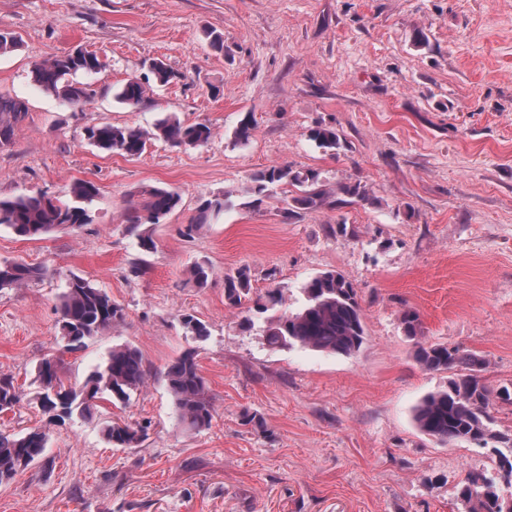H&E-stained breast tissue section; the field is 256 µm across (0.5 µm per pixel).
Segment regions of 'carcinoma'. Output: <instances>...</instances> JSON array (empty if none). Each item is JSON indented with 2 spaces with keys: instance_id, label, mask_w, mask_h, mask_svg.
Listing matches in <instances>:
<instances>
[{
  "instance_id": "obj_1",
  "label": "carcinoma",
  "mask_w": 512,
  "mask_h": 512,
  "mask_svg": "<svg viewBox=\"0 0 512 512\" xmlns=\"http://www.w3.org/2000/svg\"><path fill=\"white\" fill-rule=\"evenodd\" d=\"M106 64L93 52L75 50L58 55L34 68L35 81L44 89L71 104H84L90 98L88 87L69 77L77 73H98ZM149 71L153 82L168 84L174 77L167 65L156 60ZM146 98L145 85L137 80L127 81L116 93V99L131 107L140 106ZM28 112L26 102L18 98L0 97V146L8 145L14 126ZM212 129L206 123L186 124L175 115L158 120L151 132L139 128L100 125L88 129V139L98 148L128 157L139 156L152 139L173 146L197 147L208 143ZM310 139L318 147L334 149L339 145L336 130L317 125ZM291 185L296 195L287 201L288 213L299 210L335 208L368 200L361 183H340L334 189L323 184L320 173L313 169L294 170L286 165L271 166L251 176L248 189L249 207H257L275 188ZM98 195L91 181L74 183L68 198L61 200L44 194L19 196L0 200V226H5L25 239H32L65 230L78 229L91 222L86 204ZM181 203L178 192L150 187L142 191V202L132 210L127 223L136 233L140 248L146 253L157 250V242L147 224H159ZM234 205L232 193L206 199L198 206L197 215L186 226L191 232L201 224ZM44 276V270L18 261H0V290L21 288ZM251 291L248 269L241 268L224 275V300L238 307ZM304 305L294 312H275L283 295L269 291L256 300L257 312L273 311L266 318L264 340L268 347H301L331 355H350L357 352L365 340V325L357 290L342 273L325 271L312 277L303 288ZM59 325L65 347L74 350L124 320L123 308L112 301L102 289L88 279L74 275L59 296ZM401 324L407 336L416 338L422 332L417 312L401 313ZM416 362L427 371L456 370L448 386L425 395L413 409V420L419 431L441 442H467L482 448H492L496 457L492 474L471 473L458 489L457 498L464 512H512L507 497H512V433L493 428L490 407L494 400L512 404V392L503 388L490 390L479 377L482 361L468 349L455 345H418ZM165 377L178 421L195 430L207 428L213 419V405L208 387L200 374L193 353L186 352L166 368ZM147 370L141 353L129 345L112 347L107 364L92 372L79 390L65 387L57 372L40 363L37 370L39 391L36 400L42 411L53 419H64L77 412L92 414L94 401L107 395L112 402L125 404L130 394L142 387ZM20 402V391L10 377H0V412L14 408ZM109 444L115 448H131L144 438V429L112 422L103 429ZM48 441L45 432L32 429L19 434L0 432V483L14 479L27 469L44 451Z\"/></svg>"
}]
</instances>
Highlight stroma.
<instances>
[{"mask_svg":"<svg viewBox=\"0 0 512 512\" xmlns=\"http://www.w3.org/2000/svg\"><path fill=\"white\" fill-rule=\"evenodd\" d=\"M0 30L21 42L0 56V95L28 105L0 148V198H62L77 180L99 189L76 231L26 240L0 226V261L46 270L0 291V376L22 394L0 432L50 435L0 484V512H459V483L491 470L492 455L416 429L413 407L449 374L423 370L415 351L463 346L491 390L512 388V0H0ZM212 30L223 51L209 48ZM79 48L106 67L80 75L91 97L71 105L32 70ZM155 59L173 80L139 107L118 102L116 88L145 79ZM168 113L207 123L212 138L155 140L132 158L86 136L102 124L149 130ZM246 116L243 144L234 131ZM320 123L336 130V150L310 139ZM275 164L317 170L331 187L361 183L369 199L289 216L278 189L185 235L203 200L243 195ZM151 186L177 190L181 205L153 225L158 248L146 253L127 216ZM198 263L211 272L201 288L187 279ZM243 267L253 296L280 289L292 311L311 277L344 274L363 309L361 349L267 347L251 299L224 302L225 274ZM74 275L125 319L68 351L57 304ZM406 309L419 314V339L403 330ZM186 314L207 336L186 332ZM121 344L148 371L129 403L102 399L93 416L49 421L35 401L40 362L54 356L78 389ZM189 351L214 407L200 431L179 424L165 379ZM111 422L146 435L112 447Z\"/></svg>","mask_w":512,"mask_h":512,"instance_id":"35a3bbf8","label":"stroma"}]
</instances>
